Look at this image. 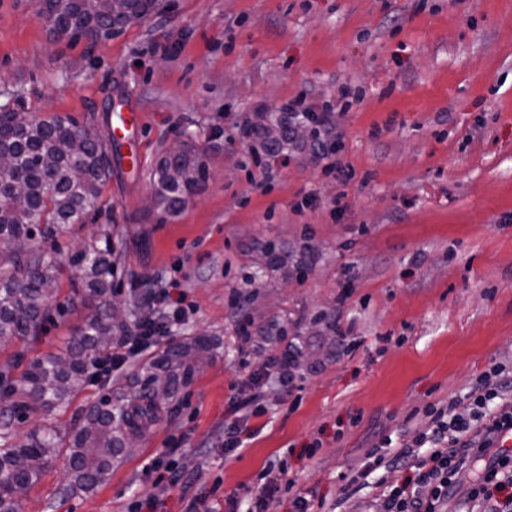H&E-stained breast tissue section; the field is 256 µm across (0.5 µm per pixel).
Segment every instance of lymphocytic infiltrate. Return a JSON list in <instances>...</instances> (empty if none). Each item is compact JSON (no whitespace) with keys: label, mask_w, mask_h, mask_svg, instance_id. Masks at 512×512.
<instances>
[{"label":"lymphocytic infiltrate","mask_w":512,"mask_h":512,"mask_svg":"<svg viewBox=\"0 0 512 512\" xmlns=\"http://www.w3.org/2000/svg\"><path fill=\"white\" fill-rule=\"evenodd\" d=\"M143 323L118 338L112 349L111 370H119L162 337L152 325L153 294L140 298ZM505 368L494 364L480 377L473 393L430 403L422 410L428 427L414 439L425 451L413 475L386 484L384 512H448V500L459 471L467 466L478 475L464 494L482 504V512H512V400H506Z\"/></svg>","instance_id":"1"}]
</instances>
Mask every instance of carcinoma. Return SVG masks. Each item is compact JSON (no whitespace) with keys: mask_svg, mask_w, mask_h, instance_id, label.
I'll use <instances>...</instances> for the list:
<instances>
[{"mask_svg":"<svg viewBox=\"0 0 512 512\" xmlns=\"http://www.w3.org/2000/svg\"><path fill=\"white\" fill-rule=\"evenodd\" d=\"M153 6L154 0H50L38 15L55 30L86 35L121 28ZM260 117L249 130L267 153L276 154L288 144V116L262 112ZM118 147L112 136L70 117L33 118L18 94L0 105V349L36 335L48 315L60 273L48 248L90 213L102 211ZM208 177L204 151L186 141L178 153L163 155L153 172L154 202L177 216ZM117 235L114 225L102 224L68 258L78 279L73 292L91 312L66 354L29 363L12 414L0 420V512H20L24 495L62 451L70 486L93 492L109 478L112 458L160 421L178 386L191 383L220 347L219 339L206 333L174 339L143 364L138 389L102 397L66 438L39 428L16 441L12 416L21 420L68 404L89 378L90 366L111 355L113 337L129 329L126 320L112 317Z\"/></svg>","mask_w":512,"mask_h":512,"instance_id":"1","label":"carcinoma"}]
</instances>
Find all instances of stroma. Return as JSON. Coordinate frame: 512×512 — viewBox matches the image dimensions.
Returning a JSON list of instances; mask_svg holds the SVG:
<instances>
[{"label": "stroma", "mask_w": 512, "mask_h": 512, "mask_svg": "<svg viewBox=\"0 0 512 512\" xmlns=\"http://www.w3.org/2000/svg\"><path fill=\"white\" fill-rule=\"evenodd\" d=\"M36 0H0V103L22 95L39 118L68 116L99 133L138 110L112 162L108 211L59 241L60 290L38 335L0 350L18 384L29 360L60 354L88 309L68 256L97 224H118L116 292L170 288L191 312L173 337L209 332L218 356L179 388L168 411L121 454L94 492L70 488L58 456L22 512H382L385 468L356 494L365 448L411 442L426 404L466 396L490 365L512 366V0H155L115 36L55 34ZM300 97L329 125L266 156L245 124ZM206 146L210 178L175 218L148 207L168 143ZM336 142L355 177L326 175L317 148ZM345 208L333 213L337 195ZM313 197L303 206L305 197ZM284 267L256 279L260 249ZM252 324L241 341L239 322ZM289 354V382L272 358ZM143 352L70 402L15 423L17 436L63 431L103 395L136 384ZM246 422L242 447L225 429ZM177 456L159 491L143 467Z\"/></svg>", "instance_id": "35a3bbf8"}]
</instances>
